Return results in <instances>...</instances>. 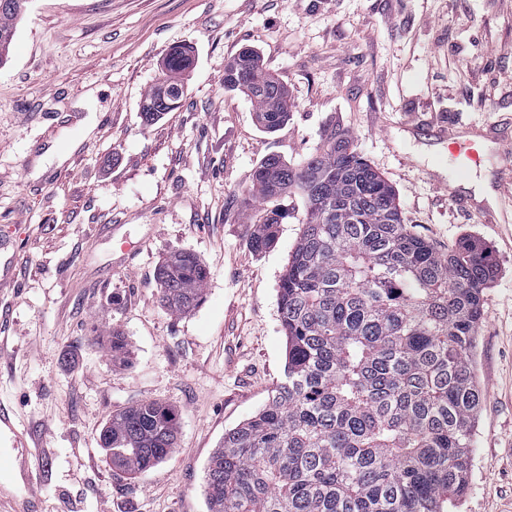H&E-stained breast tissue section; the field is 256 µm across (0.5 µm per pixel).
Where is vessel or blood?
Masks as SVG:
<instances>
[{"instance_id":"vessel-or-blood-1","label":"vessel or blood","mask_w":512,"mask_h":512,"mask_svg":"<svg viewBox=\"0 0 512 512\" xmlns=\"http://www.w3.org/2000/svg\"><path fill=\"white\" fill-rule=\"evenodd\" d=\"M432 133L446 140L449 155L459 157L458 178H466L480 166L476 139L448 131L443 125L433 128ZM43 463V449L35 432L20 425L14 409L0 402V482L9 480L17 485L16 494L0 495V512H34Z\"/></svg>"}]
</instances>
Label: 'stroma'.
Here are the masks:
<instances>
[{
    "label": "stroma",
    "mask_w": 512,
    "mask_h": 512,
    "mask_svg": "<svg viewBox=\"0 0 512 512\" xmlns=\"http://www.w3.org/2000/svg\"><path fill=\"white\" fill-rule=\"evenodd\" d=\"M188 48L180 106L152 122L143 99L162 60ZM288 91L274 131L224 87L244 48ZM92 130H85V121ZM512 122V0H31L0 65V238L20 246V291L0 290L10 336L0 399L43 439V512H208V460L284 376L278 288L306 203L265 252L247 239L263 203L246 193L270 155L302 163L329 132L390 183L408 228L445 251L479 240L497 273L471 355L483 398L469 489L457 512H512V171L485 179L500 224L453 205L446 148L421 129ZM136 244L123 266L122 241ZM189 251L210 276L198 308L163 307L156 269ZM127 337L113 360L112 328ZM144 401L179 415L161 463L132 475L99 433Z\"/></svg>",
    "instance_id": "1"
}]
</instances>
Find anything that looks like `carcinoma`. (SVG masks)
<instances>
[{
  "mask_svg": "<svg viewBox=\"0 0 512 512\" xmlns=\"http://www.w3.org/2000/svg\"><path fill=\"white\" fill-rule=\"evenodd\" d=\"M28 3L0 0V64ZM190 66L185 48L166 55L169 96L148 94L143 121L179 107ZM224 87L253 102L264 128L287 120V90L254 50L225 66ZM293 187L306 221L278 290L284 379L211 455L209 512H450L469 488L481 406L469 354L496 263L471 237L443 253L411 232L393 188L334 132L297 167L268 156L248 196L267 203ZM282 219L265 210L251 249H268ZM208 278L193 253L169 255L157 272L164 307L192 311ZM109 352H129L116 328ZM178 429L174 409L145 401L112 415L102 448L140 474L171 453Z\"/></svg>",
  "mask_w": 512,
  "mask_h": 512,
  "instance_id": "carcinoma-1",
  "label": "carcinoma"
}]
</instances>
